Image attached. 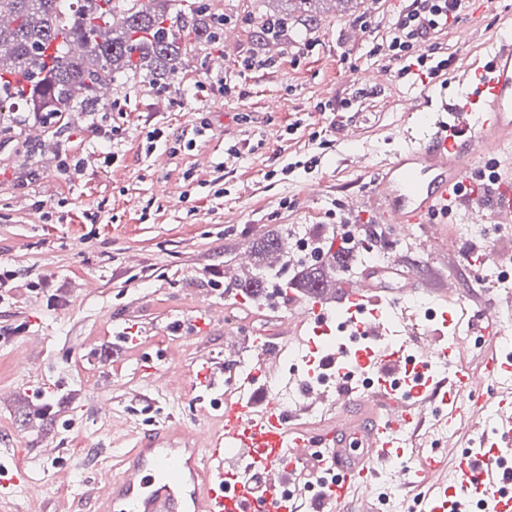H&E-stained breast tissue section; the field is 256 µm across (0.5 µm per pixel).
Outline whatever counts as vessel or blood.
I'll list each match as a JSON object with an SVG mask.
<instances>
[{"mask_svg": "<svg viewBox=\"0 0 512 512\" xmlns=\"http://www.w3.org/2000/svg\"><path fill=\"white\" fill-rule=\"evenodd\" d=\"M459 96L442 99L426 123L407 130L399 150L380 164L373 188L360 202L373 208L380 223L396 230L423 229L419 244L428 250L440 240L455 251L459 243L448 223L466 211L472 223L492 217L512 224V33L500 35L484 60L456 79ZM484 150L486 165L476 171L474 157ZM413 271L397 259L365 267L356 282L294 300L275 335L251 340L255 370L247 376L254 392L247 400L219 397L225 369L213 359L198 361L191 387L212 412L200 432L158 428L127 430L132 446L122 454L120 473L96 484V512H346L350 499L380 512L374 479L391 461L408 487H435L420 512H472L475 490L491 494L492 512H512V386L497 383L512 372V356L490 352L483 374L490 396L472 392L474 375L462 356L465 343L447 347L441 335H421L407 303L420 291ZM347 310L362 335L377 339L357 359L339 348L334 359L348 367V382L335 387L308 385L299 371L284 372L288 349H310L307 321L329 326L333 312ZM400 326L401 344L382 342L388 320ZM224 313L211 309L180 320L182 337L222 325ZM458 355L456 370L434 381L427 365ZM279 383L282 391H300L312 405L330 413L327 425L314 431L296 424L269 397L259 380ZM471 390L469 403L459 400ZM492 403L497 413L490 432L474 448L455 457L447 469L439 452L423 454L411 446L410 433L425 423L440 427L462 415L465 407ZM16 453L0 456V505L14 499L18 487L30 488L28 468Z\"/></svg>", "mask_w": 512, "mask_h": 512, "instance_id": "vessel-or-blood-1", "label": "vessel or blood"}]
</instances>
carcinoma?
I'll list each match as a JSON object with an SVG mask.
<instances>
[{
  "label": "carcinoma",
  "instance_id": "cac0c4a2",
  "mask_svg": "<svg viewBox=\"0 0 512 512\" xmlns=\"http://www.w3.org/2000/svg\"><path fill=\"white\" fill-rule=\"evenodd\" d=\"M170 0H0V113L49 112L57 125L70 112H97L98 86L125 75L164 84L184 58L224 32L220 18L203 8L186 16ZM316 0H282L278 12L264 11L258 36L278 41L297 18L305 28L318 24ZM288 227L278 225L249 244L252 272L234 281L248 300L265 294L272 274L288 263L282 250ZM323 259L302 264L278 289L308 297L328 288L359 259L335 240L322 239Z\"/></svg>",
  "mask_w": 512,
  "mask_h": 512
}]
</instances>
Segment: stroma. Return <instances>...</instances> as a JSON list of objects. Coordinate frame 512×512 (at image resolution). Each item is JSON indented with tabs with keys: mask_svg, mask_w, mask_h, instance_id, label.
<instances>
[{
	"mask_svg": "<svg viewBox=\"0 0 512 512\" xmlns=\"http://www.w3.org/2000/svg\"><path fill=\"white\" fill-rule=\"evenodd\" d=\"M202 2L225 17L235 40L198 47L165 93L139 75L114 81L101 101L117 109L123 129L112 163H104L83 112L36 140L21 124L0 133V261L17 275L16 290L0 302V389L12 394L0 402V440L31 451L45 443L61 448L56 464L35 472L51 510L60 499L86 498L89 481L116 472L117 458L97 452L113 417L143 430L194 428L195 361L229 363L237 355L225 352L223 327L178 340L173 324L220 303L235 308L245 330L273 329L265 302H241L231 286L248 242L276 224L305 238L334 234L342 222L371 224L370 215L348 213L345 199L369 192L377 166L413 126L409 102L423 91L435 101L444 91L441 82L411 77L357 89L362 72L386 66V56L371 49L408 0H318V26L278 45L254 35L260 0ZM505 12L512 0H486L479 15L460 16L438 39L442 54L456 68L473 64ZM255 57L278 66L244 68ZM217 74L233 80L234 93L210 85ZM197 83L205 92L184 96ZM345 99L351 105L344 109ZM203 122L208 130H200ZM292 122L299 128L290 135ZM156 129L163 137L146 153ZM315 131L329 148L311 140ZM233 144L241 151L236 159L227 155ZM65 154L81 161L79 171L60 170ZM314 154L321 159L315 170L267 179V171ZM35 200L41 208H32ZM91 213L98 223L88 222ZM395 238L385 230L386 256L407 258L422 277L436 269L455 274L465 304L494 297L444 246L425 254L395 246ZM38 281L62 289L60 301L28 291ZM132 336L139 344H129ZM169 347L178 353L175 364L145 372V353ZM26 369L39 375L42 398L21 384Z\"/></svg>",
	"mask_w": 512,
	"mask_h": 512,
	"instance_id": "stroma-1",
	"label": "stroma"
}]
</instances>
